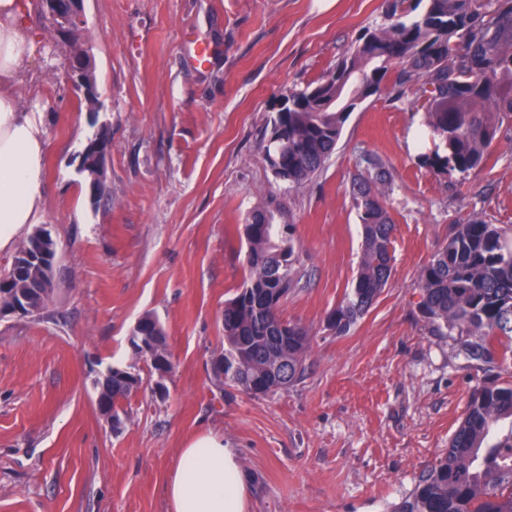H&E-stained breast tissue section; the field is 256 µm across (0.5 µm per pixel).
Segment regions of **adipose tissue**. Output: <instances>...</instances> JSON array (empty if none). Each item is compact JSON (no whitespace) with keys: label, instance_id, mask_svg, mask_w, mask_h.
<instances>
[{"label":"adipose tissue","instance_id":"obj_1","mask_svg":"<svg viewBox=\"0 0 512 512\" xmlns=\"http://www.w3.org/2000/svg\"><path fill=\"white\" fill-rule=\"evenodd\" d=\"M37 52L20 0H0V254L42 214L46 144L38 111L22 110L18 75ZM249 478L223 435L205 432L183 448L167 483L171 512H248Z\"/></svg>","mask_w":512,"mask_h":512}]
</instances>
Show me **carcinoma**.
Masks as SVG:
<instances>
[{
  "mask_svg": "<svg viewBox=\"0 0 512 512\" xmlns=\"http://www.w3.org/2000/svg\"><path fill=\"white\" fill-rule=\"evenodd\" d=\"M383 28H367L350 56L314 86L291 93L292 106L270 120L266 158L288 169V183L310 181L335 150L355 102L393 87L419 86L425 127L435 150L420 157L439 172L481 169L504 120L512 119V0H391ZM66 60L89 58L69 32ZM353 177L352 200L362 224L359 269L342 302L327 315L340 336L369 311L391 277L394 221L382 187L391 175L376 160ZM269 211L253 212L248 230L247 274L240 292L224 305L222 384L253 396L285 378H303L309 351L306 330L284 320L266 298L288 294L298 283L288 227ZM419 312L428 332L459 337L466 355L491 363L493 337L512 353V228L473 217L452 224L446 243L419 276ZM112 410L130 396L112 377ZM512 386L474 390L448 453L422 474L397 512H512Z\"/></svg>",
  "mask_w": 512,
  "mask_h": 512,
  "instance_id": "carcinoma-1",
  "label": "carcinoma"
}]
</instances>
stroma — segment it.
Listing matches in <instances>:
<instances>
[{"label":"stroma","instance_id":"obj_1","mask_svg":"<svg viewBox=\"0 0 512 512\" xmlns=\"http://www.w3.org/2000/svg\"><path fill=\"white\" fill-rule=\"evenodd\" d=\"M388 0H85L80 31L101 109L88 114L62 68L67 37L28 0L40 44L16 86L42 111L47 187L39 222L56 244L54 291L39 316L0 318V512H170L165 488L200 433L223 434L252 476L250 512H395L436 464L473 391L512 384L418 311L419 274L450 225H512V122L484 170L440 174L420 162L416 87L351 112L324 168L303 187L275 178L265 129L281 97L332 72ZM211 50L198 61L197 46ZM111 133L108 198L91 206L78 152ZM391 174L392 273L344 335L326 327L361 259L354 174ZM289 225L301 276L279 307L310 339L304 378L265 396L219 385L224 304L246 270L243 226L256 208ZM163 326L166 394L129 334ZM140 374L112 429L93 381L108 366Z\"/></svg>","mask_w":512,"mask_h":512}]
</instances>
